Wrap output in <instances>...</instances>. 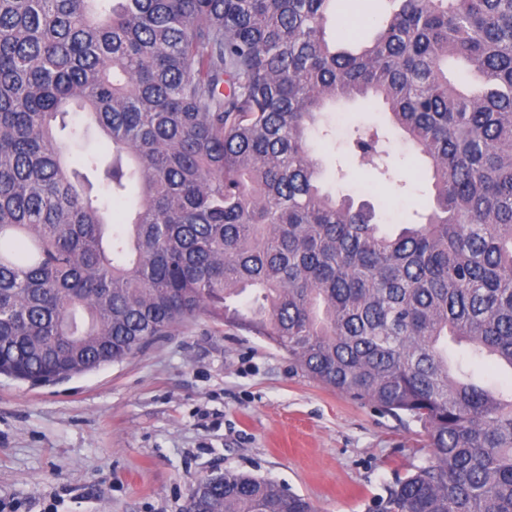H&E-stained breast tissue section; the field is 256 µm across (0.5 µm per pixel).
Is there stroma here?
<instances>
[{
    "mask_svg": "<svg viewBox=\"0 0 512 512\" xmlns=\"http://www.w3.org/2000/svg\"><path fill=\"white\" fill-rule=\"evenodd\" d=\"M357 42L369 41L385 0H336ZM365 128L376 106L324 113L312 136L322 187L374 204L384 229L407 222L431 187L421 158L396 133L389 176L337 138V118ZM418 423L352 400L305 375L287 351L208 316L138 355L49 385L0 376V512H184L196 478L253 473L307 498L317 512H366L384 486L421 465Z\"/></svg>",
    "mask_w": 512,
    "mask_h": 512,
    "instance_id": "1",
    "label": "stroma"
}]
</instances>
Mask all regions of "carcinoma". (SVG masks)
<instances>
[{"instance_id":"1","label":"carcinoma","mask_w":512,"mask_h":512,"mask_svg":"<svg viewBox=\"0 0 512 512\" xmlns=\"http://www.w3.org/2000/svg\"><path fill=\"white\" fill-rule=\"evenodd\" d=\"M332 2L0 0V374L65 381L209 313L424 429L367 512H512V394L443 344L512 370V0H386L356 49L326 40ZM354 98L430 169L433 207L392 234L319 186L311 132ZM79 112L110 154L68 166ZM386 139L349 143L387 176ZM192 509L315 512L231 470Z\"/></svg>"}]
</instances>
